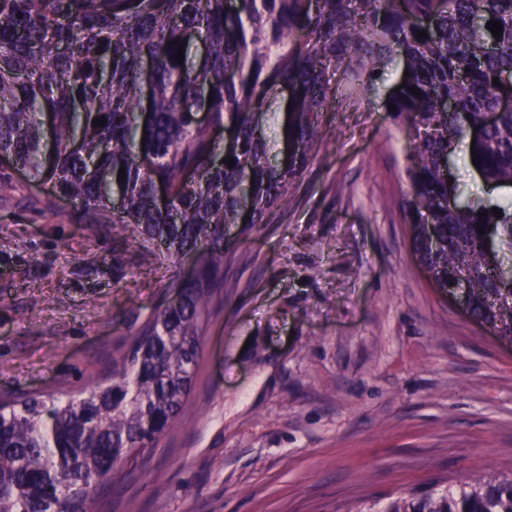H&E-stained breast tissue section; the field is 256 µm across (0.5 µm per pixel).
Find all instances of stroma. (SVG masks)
<instances>
[{
  "label": "stroma",
  "instance_id": "35a3bbf8",
  "mask_svg": "<svg viewBox=\"0 0 512 512\" xmlns=\"http://www.w3.org/2000/svg\"><path fill=\"white\" fill-rule=\"evenodd\" d=\"M402 62L321 115L287 204L231 236L180 418L91 512H348L512 471V344L427 279L402 211ZM0 192V394L101 379L171 299L160 251L24 174Z\"/></svg>",
  "mask_w": 512,
  "mask_h": 512
}]
</instances>
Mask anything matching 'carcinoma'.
Instances as JSON below:
<instances>
[{
  "instance_id": "obj_1",
  "label": "carcinoma",
  "mask_w": 512,
  "mask_h": 512,
  "mask_svg": "<svg viewBox=\"0 0 512 512\" xmlns=\"http://www.w3.org/2000/svg\"><path fill=\"white\" fill-rule=\"evenodd\" d=\"M192 35L206 47L197 66L175 59ZM396 53L409 76L389 104L407 139L415 258L433 281L468 278L472 314L512 339V286L485 248L492 226L497 248L512 251V199L471 198L442 171L464 145L486 185L512 186V109L492 83L512 74V0H0V158L94 223L163 241L169 262L190 255L197 266L189 282L172 277L183 299L141 324L107 378L64 401L0 398V512H89L99 487L117 489L155 447L192 390L225 230L253 231L290 194L336 100L328 66L351 74L358 97ZM282 86L290 109L263 112ZM449 100L468 122L448 119ZM488 112L497 120L484 127ZM280 115L272 140L264 125ZM214 127L232 132L219 161ZM160 184L171 189L164 206ZM352 512H512V473Z\"/></svg>"
}]
</instances>
